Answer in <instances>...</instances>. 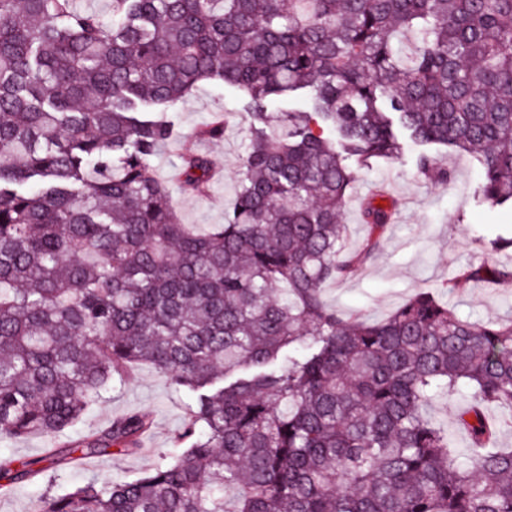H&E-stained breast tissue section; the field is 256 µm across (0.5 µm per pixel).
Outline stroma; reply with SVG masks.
Here are the masks:
<instances>
[{"instance_id":"obj_1","label":"stroma","mask_w":512,"mask_h":512,"mask_svg":"<svg viewBox=\"0 0 512 512\" xmlns=\"http://www.w3.org/2000/svg\"><path fill=\"white\" fill-rule=\"evenodd\" d=\"M168 115L181 134L154 158L158 172L167 174L183 155L192 152L210 154L224 172L207 195L174 193L173 203L182 222L199 230L223 223L235 201L238 161L250 140L251 119L242 94L218 82H205ZM217 115L227 124L223 139L198 138L197 129ZM414 157L410 151L402 159L380 160L358 169L342 217L347 226V248L357 249L369 235L360 221V209L375 185L387 187L390 198L400 204L401 213L386 229L382 251L353 277L326 288V300L333 308L356 310L374 321L384 319L417 290L436 286L452 277L461 264L481 257L484 240L512 236V210L490 208L478 197L480 172L470 156L441 152L440 164L453 174L445 184L421 177ZM448 302L461 317L473 321L512 317V287L467 282L449 295ZM465 401L460 390L430 408L432 419L448 430L449 448L461 457L469 451V437L457 426L455 413ZM187 407V396L175 390L164 375L152 366H140L134 379L106 394L68 435L74 438L107 426L112 418L131 411L145 412L153 419L145 452L100 455L77 469L59 473L52 482L40 480L19 486L0 497V512H38L46 495L72 490L92 479L132 477L150 469L171 449V438L184 424Z\"/></svg>"}]
</instances>
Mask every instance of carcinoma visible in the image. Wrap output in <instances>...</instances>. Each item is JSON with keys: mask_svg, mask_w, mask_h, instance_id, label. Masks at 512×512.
Masks as SVG:
<instances>
[{"mask_svg": "<svg viewBox=\"0 0 512 512\" xmlns=\"http://www.w3.org/2000/svg\"><path fill=\"white\" fill-rule=\"evenodd\" d=\"M0 0V442L54 440L149 364L190 396L173 451L133 478L48 495L40 512H512V321L458 317L463 281L512 284L486 258L381 321L324 290L383 248L371 199L354 251L356 170L429 149L478 164L512 205V0ZM204 81L248 100L236 199L205 233L181 223L152 159L166 111ZM305 90L306 112H270ZM206 153L182 193L209 190ZM469 389L464 459L429 416ZM497 406L509 418L489 421ZM129 413L43 455L0 454V496L108 451L142 449Z\"/></svg>", "mask_w": 512, "mask_h": 512, "instance_id": "carcinoma-1", "label": "carcinoma"}]
</instances>
